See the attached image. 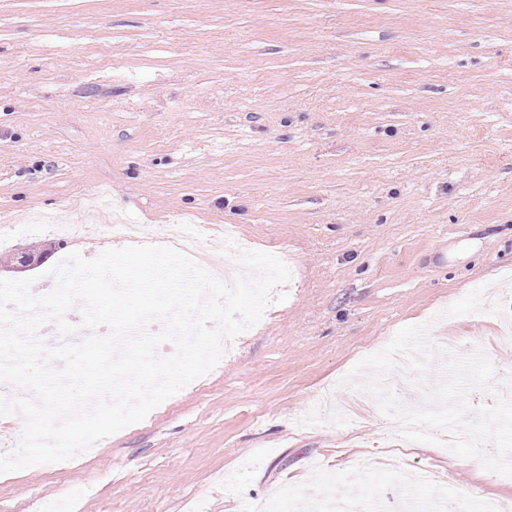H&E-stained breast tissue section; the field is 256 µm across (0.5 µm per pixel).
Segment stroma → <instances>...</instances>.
<instances>
[{"mask_svg":"<svg viewBox=\"0 0 512 512\" xmlns=\"http://www.w3.org/2000/svg\"><path fill=\"white\" fill-rule=\"evenodd\" d=\"M168 222L234 224L298 284L221 370L74 469L0 473V512H266L311 488L422 512L512 476L412 447L340 386L406 326L512 389V0H0V280Z\"/></svg>","mask_w":512,"mask_h":512,"instance_id":"1","label":"stroma"}]
</instances>
